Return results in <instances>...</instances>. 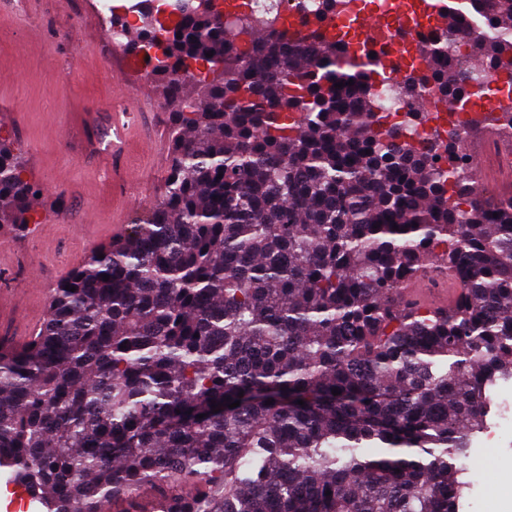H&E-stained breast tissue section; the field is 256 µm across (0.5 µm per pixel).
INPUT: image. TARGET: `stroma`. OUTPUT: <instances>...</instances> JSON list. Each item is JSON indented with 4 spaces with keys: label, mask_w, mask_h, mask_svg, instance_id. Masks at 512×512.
<instances>
[{
    "label": "stroma",
    "mask_w": 512,
    "mask_h": 512,
    "mask_svg": "<svg viewBox=\"0 0 512 512\" xmlns=\"http://www.w3.org/2000/svg\"><path fill=\"white\" fill-rule=\"evenodd\" d=\"M97 2L0 0V136L41 192L38 224L0 235V336L39 332L53 288L152 206L168 165V112L133 55L106 41ZM115 112L137 115L123 148L110 157L82 151ZM490 396L495 436L473 439L462 512H512V382Z\"/></svg>",
    "instance_id": "stroma-1"
}]
</instances>
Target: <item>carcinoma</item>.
Instances as JSON below:
<instances>
[{
	"label": "carcinoma",
	"instance_id": "carcinoma-1",
	"mask_svg": "<svg viewBox=\"0 0 512 512\" xmlns=\"http://www.w3.org/2000/svg\"><path fill=\"white\" fill-rule=\"evenodd\" d=\"M469 4L478 22L424 47L391 125L375 72L329 30L336 0L293 39L285 16L232 24L219 0L112 18L149 58L170 164L156 203L57 285L37 336L0 338L15 485L46 512L144 487L165 512H459L490 388L512 380V196L476 191L479 120L448 110L477 67L512 82V0ZM434 110L452 128L411 145ZM484 119L512 132V101ZM24 172L0 138L14 234L38 218ZM433 260L459 288L446 312L400 294Z\"/></svg>",
	"mask_w": 512,
	"mask_h": 512
}]
</instances>
